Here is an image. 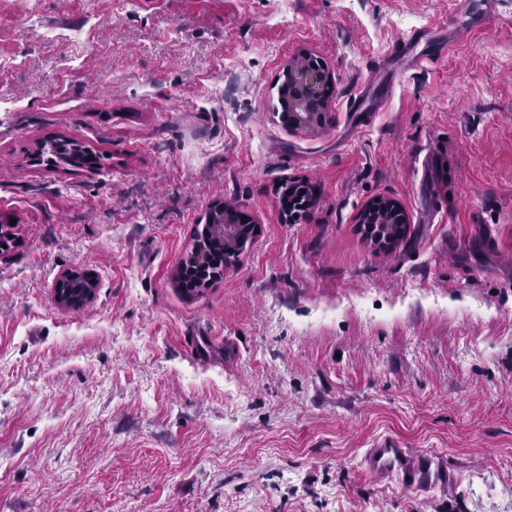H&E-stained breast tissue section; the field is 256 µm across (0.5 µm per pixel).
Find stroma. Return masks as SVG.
Masks as SVG:
<instances>
[{"instance_id":"stroma-1","label":"stroma","mask_w":512,"mask_h":512,"mask_svg":"<svg viewBox=\"0 0 512 512\" xmlns=\"http://www.w3.org/2000/svg\"><path fill=\"white\" fill-rule=\"evenodd\" d=\"M353 91L456 0H0V512H512V0ZM326 123L274 107L302 54ZM66 138L97 168L39 154ZM317 191L297 220L281 182ZM407 230H358L378 200ZM259 226L194 294L214 202ZM68 272L93 299L58 305ZM391 438L453 475L366 463ZM428 34L425 32H413L394 43L390 55L393 59L406 61L408 70H422L425 64L433 62L434 58L425 53L416 52L420 41Z\"/></svg>"}]
</instances>
